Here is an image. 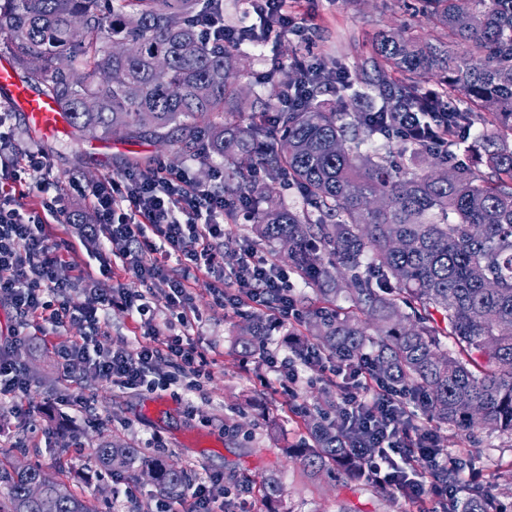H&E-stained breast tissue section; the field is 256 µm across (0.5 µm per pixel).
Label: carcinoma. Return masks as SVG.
<instances>
[{
  "label": "carcinoma",
  "instance_id": "obj_1",
  "mask_svg": "<svg viewBox=\"0 0 512 512\" xmlns=\"http://www.w3.org/2000/svg\"><path fill=\"white\" fill-rule=\"evenodd\" d=\"M102 2L0 0V53L56 101L77 137H150L185 156L222 157L224 200L247 205L252 232L273 259L288 260L316 286L324 306L307 326L316 347L353 361L370 353L376 379L409 388L452 429L512 436V0H416L431 33L382 32L371 53L357 57L349 82L335 85L337 107L320 100L327 82L319 77L305 80L299 108L278 110L302 75L291 65L279 81L277 66L248 122L238 46L206 43L196 21L220 0H110L107 12ZM116 43L138 52L117 55ZM158 57L166 70L155 68ZM431 83L436 96L427 103ZM400 112L446 127L448 153L406 141L396 160L375 145L390 137ZM476 129L478 165L455 162ZM255 164L265 178H252ZM283 174L301 206L282 200ZM265 336L257 317L242 329L241 346L261 351ZM333 410L332 396L317 402L314 444L295 456L312 475L326 470L341 485L358 482L354 436L328 420ZM95 458L107 470L149 474L168 494L186 487L183 470L119 440L102 439ZM425 463L438 482L454 483L456 465L432 453ZM42 473L0 466V512H42L27 495ZM46 493L56 512H95L61 479ZM494 505L450 499L443 512Z\"/></svg>",
  "mask_w": 512,
  "mask_h": 512
}]
</instances>
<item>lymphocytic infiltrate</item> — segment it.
<instances>
[{
  "label": "lymphocytic infiltrate",
  "mask_w": 512,
  "mask_h": 512,
  "mask_svg": "<svg viewBox=\"0 0 512 512\" xmlns=\"http://www.w3.org/2000/svg\"><path fill=\"white\" fill-rule=\"evenodd\" d=\"M198 25L204 38L236 45H259L287 34H304L288 0H247L239 23H225L223 13L217 12L201 17ZM5 124V116L0 115V300H7L21 320L14 336L25 335L27 329L39 328L44 322L60 328L74 320L95 331L102 313L115 305L135 312L147 327L145 341L136 347L106 354L90 352L84 341L60 342L62 369H69L71 361L80 359L107 382L154 389L163 381L153 377V363L166 354L179 371L202 374L205 356L184 345L175 332L176 327H189L191 319L185 310L189 299L186 278L168 276L164 270V259L173 256L184 260L186 270L219 272L224 281L223 289L216 292L220 306L236 308L252 303L269 308L276 326L294 316L288 273L266 255L251 249L235 265L222 267L218 247L224 239L228 213L223 195L197 182L189 170L172 169L162 162L148 170L130 168L119 178L92 185L71 182V190L96 216L94 224L81 227L79 240L99 262L98 273L84 275L93 296L91 303L71 307L63 298L70 281L60 275L66 262L58 245L50 244L40 231L48 219L65 214V198L60 194L45 198L39 210L23 212L18 204L23 175L33 172L46 182L51 168L42 151L18 147ZM116 262L134 273L141 289H112V265ZM158 290L176 307V314L160 316L153 302ZM332 370L357 382L356 391H343L342 402L346 412L363 418L361 427L368 441L355 443L352 452L362 460L365 472L382 478L413 502L429 497L455 498L465 492V485L459 483L437 486L409 476L408 463L414 455L433 450L434 442L427 429L409 443L397 434V414L405 405L403 393L380 386L365 360L353 367L336 361ZM403 445L409 448L404 465L390 463L385 448Z\"/></svg>",
  "instance_id": "f902f5d3"
}]
</instances>
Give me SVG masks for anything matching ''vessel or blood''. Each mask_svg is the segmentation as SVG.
<instances>
[{
	"label": "vessel or blood",
	"instance_id": "vessel-or-blood-1",
	"mask_svg": "<svg viewBox=\"0 0 512 512\" xmlns=\"http://www.w3.org/2000/svg\"><path fill=\"white\" fill-rule=\"evenodd\" d=\"M0 98L14 111L23 113L30 128L44 136L63 131L67 120L55 101L30 88L20 77L13 62L0 60Z\"/></svg>",
	"mask_w": 512,
	"mask_h": 512
}]
</instances>
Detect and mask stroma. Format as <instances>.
Listing matches in <instances>:
<instances>
[{"label": "stroma", "mask_w": 512, "mask_h": 512, "mask_svg": "<svg viewBox=\"0 0 512 512\" xmlns=\"http://www.w3.org/2000/svg\"><path fill=\"white\" fill-rule=\"evenodd\" d=\"M415 0H305L302 11L311 18V41L288 35L265 46L243 44L250 66L240 82L249 96L262 93L260 79L273 58L284 62L318 58L341 67H352L357 54L369 53L377 35L405 25L414 34L428 35L425 20L414 14ZM7 126L19 145L39 148L46 156L58 192L67 194L70 210L79 224L51 223L45 228L52 241L75 243L80 224L94 221L83 200L69 195V184H85L119 177L130 160L144 165L161 161L173 168L189 169L200 182H209L220 157L203 162L178 153L176 146L151 138L124 140L98 133L72 137L63 132L43 137L30 131L24 115L10 113ZM219 274H197L189 281L192 325L184 340L205 354V373L196 388L179 378L168 389H125L101 380L73 361L62 371L56 342L78 339L85 329L80 322L15 339V314L0 302V346L8 347L16 363L26 366L32 380L30 393L0 402V463L20 468L36 465L55 475L59 460L71 467L70 483L89 498L96 512H158L162 496L148 478H133L126 471L110 473L96 467L93 453L100 438H115L147 455H161L168 464L186 471L190 478L209 485L213 497L223 500L225 512H338L349 503L357 512H417L396 488L379 492L374 481L362 482L358 492L342 488L327 476H309L289 458L288 448L312 443L302 410L312 405L326 385L323 375L301 369L299 384H291L269 371L258 354L247 353L239 332L251 307L225 311L215 302ZM102 332L95 348L130 349L142 341L144 329L138 315L120 306L101 318ZM92 402L98 420H90L63 406L75 397ZM417 424L432 430L444 453L462 464L459 476L471 480V493H493L506 512H512V437L478 431L468 437L417 414ZM246 477L245 483L226 489L228 471ZM278 476L285 488L280 502L263 497L268 476Z\"/></svg>", "instance_id": "1"}]
</instances>
